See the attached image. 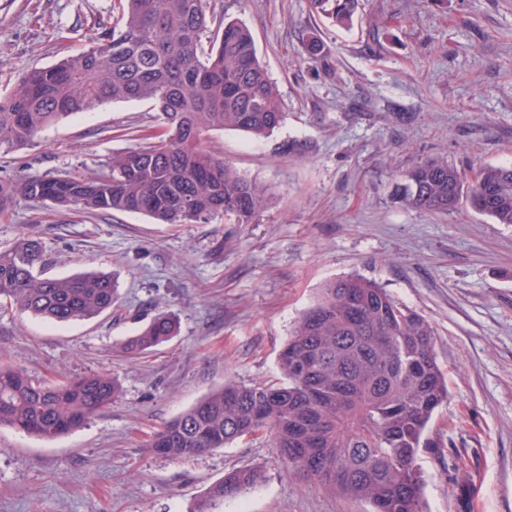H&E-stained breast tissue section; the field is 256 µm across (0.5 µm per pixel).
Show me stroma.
I'll list each match as a JSON object with an SVG mask.
<instances>
[{
	"instance_id": "1",
	"label": "stroma",
	"mask_w": 512,
	"mask_h": 512,
	"mask_svg": "<svg viewBox=\"0 0 512 512\" xmlns=\"http://www.w3.org/2000/svg\"><path fill=\"white\" fill-rule=\"evenodd\" d=\"M117 0H0V94L87 46ZM242 22L285 118L255 139L227 129L213 144L266 191L249 224H162L17 199L0 212V248L24 236L46 272L109 275L119 300L89 320L52 323L0 308V364L55 381L104 372L120 398L84 427L41 440L0 427V512H185L224 473L263 479L224 512H368L366 503L289 475L266 440L244 437L179 459L148 443L227 380L282 381L279 356L319 288L351 274L380 284L436 334L448 399L421 449L426 512H512V225L460 203L406 206L404 175L444 159L472 181L512 164V0H359L336 26L311 0H208ZM320 49L309 54L306 39ZM147 101L109 102L0 151V183L91 177L151 132ZM168 342L122 351L159 310Z\"/></svg>"
}]
</instances>
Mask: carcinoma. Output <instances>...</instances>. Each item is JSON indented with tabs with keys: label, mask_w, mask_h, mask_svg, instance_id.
Returning <instances> with one entry per match:
<instances>
[{
	"label": "carcinoma",
	"mask_w": 512,
	"mask_h": 512,
	"mask_svg": "<svg viewBox=\"0 0 512 512\" xmlns=\"http://www.w3.org/2000/svg\"><path fill=\"white\" fill-rule=\"evenodd\" d=\"M346 24L358 0H312ZM207 0H123L120 19L91 29L89 46L35 68L0 95V151L24 146L69 116L107 102L148 101L162 132L112 155L96 176H31L0 183V208L22 198L57 209L148 215L164 224L206 223L222 213L250 224L265 192L207 146L224 129L260 138L283 121L278 91L254 38L228 20L209 49ZM498 224H512V164H486L467 185L444 160L406 174L403 201L451 212L460 199ZM24 314L55 322L112 309L117 288L104 273L65 278L45 272L41 244L21 238L0 250V297ZM176 315L161 312L124 346L139 355L170 340ZM283 383L228 381L158 431L150 450L182 457L265 434L293 475L372 512H424L419 450L435 410L448 398L432 326L359 275L327 282L298 321L279 358ZM121 395L118 380L93 373L58 384L0 366V427L39 439L81 428ZM261 477L254 467L224 475L187 512H222Z\"/></svg>",
	"instance_id": "cac0c4a2"
}]
</instances>
